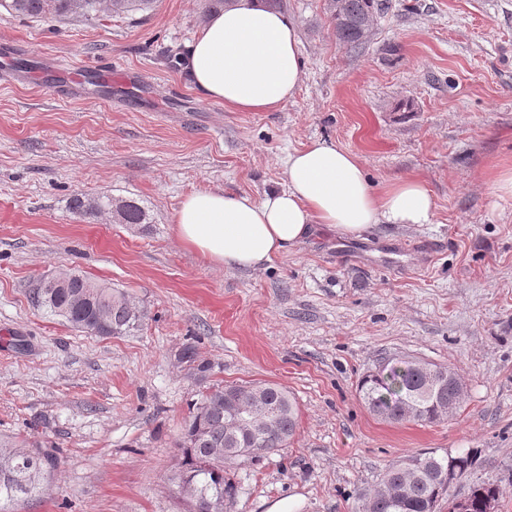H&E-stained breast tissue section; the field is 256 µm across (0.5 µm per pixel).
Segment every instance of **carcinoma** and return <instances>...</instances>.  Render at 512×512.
<instances>
[{"instance_id":"obj_1","label":"carcinoma","mask_w":512,"mask_h":512,"mask_svg":"<svg viewBox=\"0 0 512 512\" xmlns=\"http://www.w3.org/2000/svg\"><path fill=\"white\" fill-rule=\"evenodd\" d=\"M156 0H0L10 12L29 18L55 20L77 15L104 14L125 18L137 12L154 9ZM389 9L387 0H328L327 20L336 39L350 48L361 46L375 15ZM76 212L109 211L118 224H147L149 214L134 199L110 197L71 200ZM86 299V306L76 308L72 301ZM31 302L46 313L70 325L99 336H123L137 329L143 314L126 294L80 274L64 277L63 287L48 294L39 288L31 291ZM104 309L108 324H96L91 311ZM180 359L192 365L204 377L211 371L207 363L197 362L193 345L183 347ZM434 377L419 365V359L404 356L390 361V367L363 375L357 385L359 397L369 412L390 423H435L448 417V402L460 403L463 381L458 373L448 376V366L432 365ZM258 390L261 401L270 408L274 421L262 438V447H250L249 432L241 426L232 410L238 395L245 390ZM214 399L201 395L192 403L183 433L177 443L181 462L170 476L175 487L191 485L195 489L192 512H211L212 502H233L235 486L228 471L241 463L257 464L268 454L288 447L293 439L298 407L285 388L271 383L250 385L219 384ZM58 458L49 449L27 448L0 443V512L4 505L25 501L45 491ZM453 466L465 477L472 466L467 456H441L423 451L390 464L371 490L360 494L362 512H433L436 503L448 497V481L443 474ZM502 491L496 484L472 487L466 495L468 512H483L487 499L499 500Z\"/></svg>"}]
</instances>
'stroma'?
I'll return each mask as SVG.
<instances>
[{
    "label": "stroma",
    "instance_id": "stroma-1",
    "mask_svg": "<svg viewBox=\"0 0 512 512\" xmlns=\"http://www.w3.org/2000/svg\"><path fill=\"white\" fill-rule=\"evenodd\" d=\"M358 49L326 0H282L298 27L297 92L274 112L200 98L179 67L202 0L129 19L33 21L0 8V441L60 464L12 512H189L169 477L189 408L217 383L273 382L299 408L290 446L234 473L231 512H359L386 465L421 450L472 456L449 497L494 483L512 512V0H390ZM111 64L112 87L59 81ZM410 111H401V104ZM314 140L353 153L374 188L432 192L431 223L354 239L320 231L263 267L215 266L171 230L197 189L261 198ZM133 198L146 224L73 212L74 196ZM126 293L138 330L96 336L34 307L46 275ZM193 344L212 371L178 353ZM412 356L453 368L463 401L434 424L389 423L357 384Z\"/></svg>",
    "mask_w": 512,
    "mask_h": 512
}]
</instances>
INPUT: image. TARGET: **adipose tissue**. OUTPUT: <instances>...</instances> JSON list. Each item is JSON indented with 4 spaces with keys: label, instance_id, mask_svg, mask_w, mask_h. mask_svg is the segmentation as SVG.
Returning <instances> with one entry per match:
<instances>
[{
    "label": "adipose tissue",
    "instance_id": "ef3b65f1",
    "mask_svg": "<svg viewBox=\"0 0 512 512\" xmlns=\"http://www.w3.org/2000/svg\"><path fill=\"white\" fill-rule=\"evenodd\" d=\"M295 22L264 0H234L186 43L181 69L204 99L234 112H274L301 78ZM435 202L406 178L375 191L355 155L317 140L289 153L286 186L255 199L209 189L183 197L180 242L210 263L255 268L327 229L361 236L379 224H428Z\"/></svg>",
    "mask_w": 512,
    "mask_h": 512
}]
</instances>
